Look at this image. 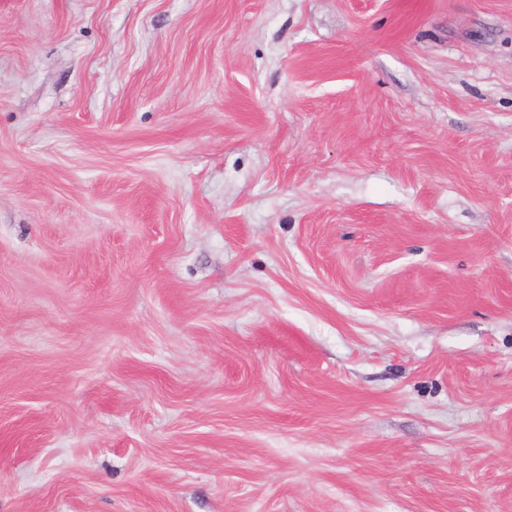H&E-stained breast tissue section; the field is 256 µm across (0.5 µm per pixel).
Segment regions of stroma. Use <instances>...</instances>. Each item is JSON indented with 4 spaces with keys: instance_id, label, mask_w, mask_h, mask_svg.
I'll return each instance as SVG.
<instances>
[{
    "instance_id": "obj_1",
    "label": "stroma",
    "mask_w": 512,
    "mask_h": 512,
    "mask_svg": "<svg viewBox=\"0 0 512 512\" xmlns=\"http://www.w3.org/2000/svg\"><path fill=\"white\" fill-rule=\"evenodd\" d=\"M0 512H512V0H0Z\"/></svg>"
}]
</instances>
